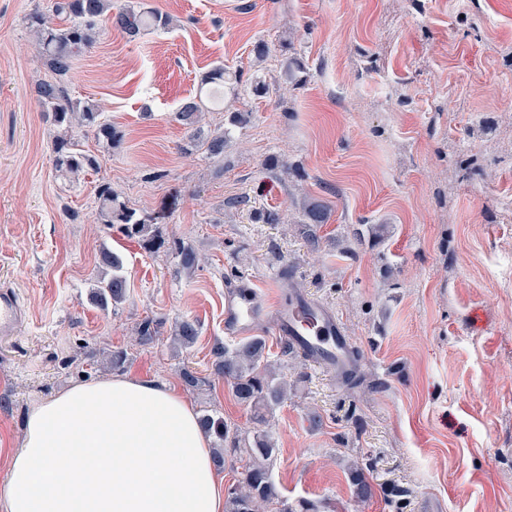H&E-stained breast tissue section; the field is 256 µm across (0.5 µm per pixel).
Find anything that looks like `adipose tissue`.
Instances as JSON below:
<instances>
[{"label": "adipose tissue", "mask_w": 512, "mask_h": 512, "mask_svg": "<svg viewBox=\"0 0 512 512\" xmlns=\"http://www.w3.org/2000/svg\"><path fill=\"white\" fill-rule=\"evenodd\" d=\"M192 405L132 375L72 386L29 412L0 512H224Z\"/></svg>", "instance_id": "1"}]
</instances>
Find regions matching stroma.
Here are the masks:
<instances>
[{
  "label": "stroma",
  "instance_id": "stroma-1",
  "mask_svg": "<svg viewBox=\"0 0 512 512\" xmlns=\"http://www.w3.org/2000/svg\"><path fill=\"white\" fill-rule=\"evenodd\" d=\"M46 4L0 0V287L27 314L0 339V478L29 410L111 376L112 351L128 354L123 374L253 429L214 372L215 350L237 343L224 293L287 269L338 317L366 380L348 390L315 363L290 370L268 309L254 333L290 385L266 424L283 496L321 512H512V0H146L170 28L133 40L104 29L66 80L120 135L110 147L83 138L101 168L70 182L56 176L34 99L49 73L25 17ZM284 40L304 81L253 96L252 79L277 76ZM219 63L239 93L203 113V129L228 108L251 118L217 161L184 151L174 113ZM104 182L152 217L165 248L149 253L101 223ZM306 196L332 211L315 244L295 222ZM237 197L246 205L231 207ZM259 210L282 223L255 222ZM369 224L385 225L384 242L364 236ZM178 241L199 252L195 272L179 271ZM104 245L127 276L116 306L89 300ZM183 318L199 324L188 350L171 336ZM148 319L163 327L145 342ZM354 462L375 488L365 501Z\"/></svg>",
  "mask_w": 512,
  "mask_h": 512
}]
</instances>
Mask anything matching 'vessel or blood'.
<instances>
[{
	"label": "vessel or blood",
	"mask_w": 512,
	"mask_h": 512,
	"mask_svg": "<svg viewBox=\"0 0 512 512\" xmlns=\"http://www.w3.org/2000/svg\"><path fill=\"white\" fill-rule=\"evenodd\" d=\"M278 313V335L294 334L316 353L319 363L336 364L347 360L350 343L337 317L297 292L278 288L267 292L254 282H246L224 296V328L244 334L258 325L268 307ZM23 317L14 289H0V337L15 335Z\"/></svg>",
	"instance_id": "obj_1"
}]
</instances>
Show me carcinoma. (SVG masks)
Wrapping results in <instances>:
<instances>
[{"label":"carcinoma","instance_id":"carcinoma-1","mask_svg":"<svg viewBox=\"0 0 512 512\" xmlns=\"http://www.w3.org/2000/svg\"><path fill=\"white\" fill-rule=\"evenodd\" d=\"M103 21L131 38L151 29L166 30L171 24L169 16L135 5L130 0L124 3L117 0H49L46 8H37L26 16L27 25L36 36L43 65L53 75V79L36 86L35 99L54 127L53 165L58 176L64 179L100 168L99 159L82 149L80 135L90 132L109 147L119 138L118 131L104 118L100 107L92 101L71 98L65 84L76 57L96 44ZM305 70L302 58L287 55L281 63V78L297 84L302 81ZM228 81L230 78L220 64L200 79L201 87L209 88L211 97ZM205 110L206 104L199 95L183 100L175 112L176 120L186 128L188 136L184 150L196 146L207 157L219 159L224 157V145L230 140V131L217 129L202 134L200 114ZM97 199L101 223L109 227L119 225V231L125 237L138 240L149 252L165 244L159 228L147 223V218L137 216L136 211L121 202L110 184L99 185ZM328 218L329 207L325 202L303 198L298 223L308 242L317 240V228L327 223ZM175 251L180 269L191 272L199 266V254L192 245L179 242L175 244ZM100 266L103 271L90 283V300L100 306H117L125 300L127 293L123 260L105 245L100 249ZM198 334L199 326L192 319L183 318L175 323L173 339L185 350L193 347ZM266 346L264 337L253 336L215 352V374L224 378L236 399L251 409L254 422L260 425L267 423L288 397V383L275 372L268 360ZM283 348L303 362L313 358L312 353L291 336L284 337ZM349 358V364L336 371V380L341 386L354 389L364 380L362 351L351 348ZM201 422L205 432L224 447V454L214 457L216 463L225 464V456L237 451L248 457L239 478L227 490L225 512H266L267 506L273 504L278 506L276 512H316L315 505L300 501L293 506L280 494L272 473L277 448L268 431L261 428L250 437H241L223 417L208 413L201 416ZM349 472L354 495L359 499L371 498L374 487L364 469L354 465Z\"/></svg>","mask_w":512,"mask_h":512}]
</instances>
